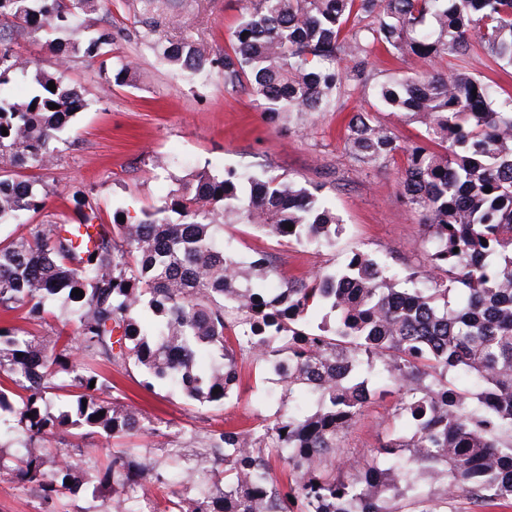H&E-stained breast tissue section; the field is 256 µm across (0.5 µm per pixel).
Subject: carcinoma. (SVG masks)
<instances>
[{
	"label": "carcinoma",
	"instance_id": "cac0c4a2",
	"mask_svg": "<svg viewBox=\"0 0 512 512\" xmlns=\"http://www.w3.org/2000/svg\"><path fill=\"white\" fill-rule=\"evenodd\" d=\"M247 2L222 54L155 39L156 16L171 0L128 5L136 36L176 71L220 68L224 85L248 90L270 116L336 111L347 80L367 85L379 46L462 63L449 75L394 77L373 88L390 111L423 126L422 140L401 143L369 112L353 113L343 137L362 169L405 158L402 195L426 227L423 261L396 288L374 258L355 252L333 272L269 294L249 282L270 276L271 262L262 255L244 265L217 232L256 224L288 243L333 245L339 219L307 188L266 172L242 179L203 169L155 211L110 224L76 190V223L0 239V311L47 323L53 304L65 310L50 345L0 320V471L52 510L83 481L100 492L99 512H157L154 489L163 512H472L511 504L512 97L499 100L464 63L476 50L512 66V0ZM99 3L0 0V19L40 35L62 64L77 54L99 60L100 73L118 83L131 66L115 54L124 29L84 35ZM345 58L353 61L348 70ZM27 69L0 28V128L8 131L0 134V223L43 207L31 172L53 165L62 133L87 106L79 88L48 73L35 76L32 95L14 97L9 75ZM76 288L83 297L71 296ZM317 306L332 319L314 326ZM202 349L220 359L209 372L196 364ZM239 359L280 378L281 403L309 392L316 410L186 434L160 458L121 447L161 430L140 408L119 403L103 368L134 369L149 391L176 388L211 406L233 396ZM376 368L397 386V417L413 434L391 435L370 457L339 459L342 434L373 396ZM461 376L480 387L475 396L454 383ZM96 437L114 446L103 463L83 450ZM3 439L20 440L24 451L4 453ZM420 472L438 476L439 496L420 491Z\"/></svg>",
	"mask_w": 512,
	"mask_h": 512
}]
</instances>
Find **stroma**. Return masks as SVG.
<instances>
[{
  "instance_id": "stroma-1",
  "label": "stroma",
  "mask_w": 512,
  "mask_h": 512,
  "mask_svg": "<svg viewBox=\"0 0 512 512\" xmlns=\"http://www.w3.org/2000/svg\"><path fill=\"white\" fill-rule=\"evenodd\" d=\"M245 5V0H181L174 10L163 11L158 35L224 50ZM11 45L32 61L28 74L11 78L18 94L32 88L34 74L59 73L66 83L84 89L88 101L73 118L54 165L40 173L47 199L30 223H75L67 197L78 189L89 192L108 221L118 211L135 217L160 207L197 169L266 170L318 190L341 224L335 246L317 248L278 243L247 224L224 225L219 236L232 241L242 261L265 253L276 266L275 275L253 280V287L271 290L311 272L333 269L355 251L371 255L393 273L421 262L424 226L399 192L402 159L360 169L341 136L347 116L360 110L374 113L403 143L421 139L423 128L387 111L372 87L396 76L453 71L459 66L455 58L431 62L381 49L367 65L369 91L341 90L333 112L272 119L260 112L248 91L225 86L222 73L177 75L151 50L132 41L118 43L119 55L133 63L120 84L99 77L95 60L76 56L59 66L40 36L16 34ZM138 380L135 372L117 376L126 403L168 423L165 435L139 438L143 451L151 455H158L180 431H205L216 415L214 409L168 390L147 391ZM370 384L373 400L346 433L344 455L370 454L398 423L395 387L379 373L372 374ZM280 389L274 376L256 382L254 364L244 363L240 393L223 414L233 424L248 422L257 412L274 414Z\"/></svg>"
}]
</instances>
